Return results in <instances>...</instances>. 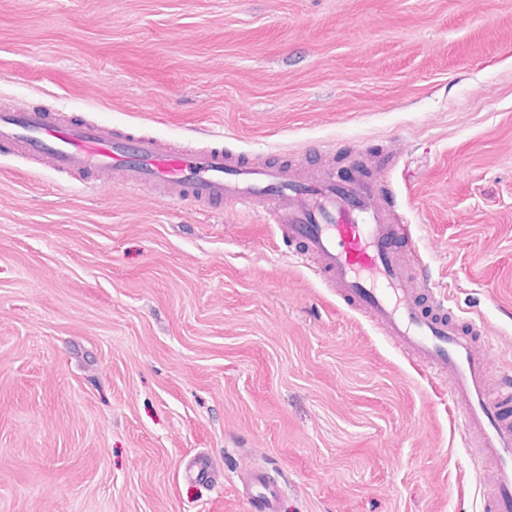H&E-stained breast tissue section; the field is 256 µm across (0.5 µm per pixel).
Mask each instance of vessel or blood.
<instances>
[{"label":"vessel or blood","mask_w":512,"mask_h":512,"mask_svg":"<svg viewBox=\"0 0 512 512\" xmlns=\"http://www.w3.org/2000/svg\"><path fill=\"white\" fill-rule=\"evenodd\" d=\"M0 146L50 172H67L93 189L113 181L164 202L188 201L207 213L246 206L261 211L289 241L317 257L329 287L366 314L408 357L448 381L476 466L482 467L487 512H512V376L490 386L477 348L484 322L463 319L430 292L427 269L408 274L394 243L415 246L411 225L399 223L382 185L396 159L358 166L350 180L319 170L300 173L286 163L253 161L223 147L175 146L135 136L105 122L73 120L69 113L0 108ZM264 512H276L278 494L264 473L249 471Z\"/></svg>","instance_id":"b4317fda"}]
</instances>
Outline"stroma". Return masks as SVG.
I'll return each instance as SVG.
<instances>
[{
  "label": "stroma",
  "instance_id": "stroma-1",
  "mask_svg": "<svg viewBox=\"0 0 512 512\" xmlns=\"http://www.w3.org/2000/svg\"><path fill=\"white\" fill-rule=\"evenodd\" d=\"M0 102L300 165L388 201L512 371V0H0ZM200 456L211 480L185 473ZM481 512L448 384L244 207L0 154V512ZM248 482L252 483L257 488L256 498L262 504L266 512H276L278 494L277 490L270 485L264 473L260 471H248L244 474Z\"/></svg>",
  "mask_w": 512,
  "mask_h": 512
}]
</instances>
